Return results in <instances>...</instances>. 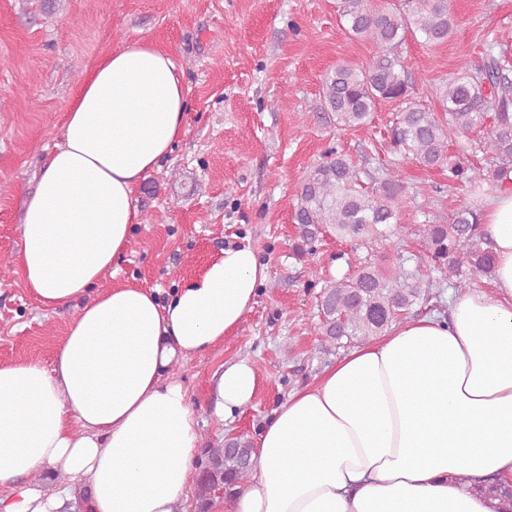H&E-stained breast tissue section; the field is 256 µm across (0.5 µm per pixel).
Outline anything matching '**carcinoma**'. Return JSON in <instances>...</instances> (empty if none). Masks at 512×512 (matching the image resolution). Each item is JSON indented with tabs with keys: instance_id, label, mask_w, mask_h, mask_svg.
Wrapping results in <instances>:
<instances>
[{
	"instance_id": "obj_1",
	"label": "carcinoma",
	"mask_w": 512,
	"mask_h": 512,
	"mask_svg": "<svg viewBox=\"0 0 512 512\" xmlns=\"http://www.w3.org/2000/svg\"><path fill=\"white\" fill-rule=\"evenodd\" d=\"M340 16L352 39H366L372 54L363 66L338 64L322 80L319 119L338 131L369 127L376 105L396 101L401 109L386 128L394 159L371 167L331 151L303 175L292 205L293 252L309 255L329 230L362 246L367 256L348 274L327 282L320 295L318 334L331 342L363 341L401 323L429 295L435 282L470 288L491 278L494 261L482 248L479 210L462 205L448 217L425 215L416 236L424 248L427 273L405 267V240L374 258V251L401 230L403 210L413 203L404 164L448 171V186H499L512 178V52L496 41L484 44L483 61L435 88L443 111L430 109L406 71L399 48L420 35L426 44L447 41L455 18L449 0H341ZM465 141L464 156L448 157V143ZM488 155L476 166L465 154ZM197 480L201 509L212 493L247 483L253 446L238 436L224 448L203 449Z\"/></svg>"
}]
</instances>
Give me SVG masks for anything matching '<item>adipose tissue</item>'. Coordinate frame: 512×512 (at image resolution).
Listing matches in <instances>:
<instances>
[{"label":"adipose tissue","mask_w":512,"mask_h":512,"mask_svg":"<svg viewBox=\"0 0 512 512\" xmlns=\"http://www.w3.org/2000/svg\"><path fill=\"white\" fill-rule=\"evenodd\" d=\"M175 55L134 41L69 101L61 140L24 202L18 265L40 306L78 311L50 365L0 363V512H184L198 421L172 364L222 343L267 279L247 246L168 294L102 287L141 222L136 192L185 133ZM490 289L460 288L355 346L291 391L258 434L232 512H502L512 479V184L480 210ZM246 361L214 375V413L257 396Z\"/></svg>","instance_id":"obj_1"}]
</instances>
